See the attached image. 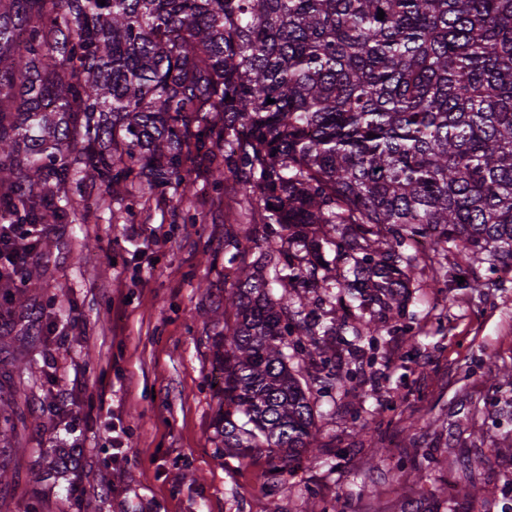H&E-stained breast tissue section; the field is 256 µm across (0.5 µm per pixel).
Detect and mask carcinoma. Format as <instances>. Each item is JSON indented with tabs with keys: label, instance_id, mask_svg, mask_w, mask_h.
Returning a JSON list of instances; mask_svg holds the SVG:
<instances>
[{
	"label": "carcinoma",
	"instance_id": "obj_1",
	"mask_svg": "<svg viewBox=\"0 0 512 512\" xmlns=\"http://www.w3.org/2000/svg\"><path fill=\"white\" fill-rule=\"evenodd\" d=\"M193 152L250 218L224 231L216 458L267 456L274 495L324 447L315 402L340 382L336 337L357 311L376 332L405 312L420 240L472 271L512 264V0H0L1 224H66L75 191L87 209L187 191ZM34 249L0 287V512L29 355L55 330L37 302L52 251ZM309 288L340 306L331 324ZM58 452L36 499L82 480ZM481 463H450L457 498L485 489Z\"/></svg>",
	"mask_w": 512,
	"mask_h": 512
}]
</instances>
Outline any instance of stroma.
I'll return each mask as SVG.
<instances>
[{"label": "stroma", "instance_id": "stroma-1", "mask_svg": "<svg viewBox=\"0 0 512 512\" xmlns=\"http://www.w3.org/2000/svg\"><path fill=\"white\" fill-rule=\"evenodd\" d=\"M185 175L193 196L170 188L162 201L117 200L103 212L77 200L71 223L51 233L39 301L61 309L56 360L39 351L33 359L55 384L35 383L28 403L67 396L78 431L59 436L27 418L14 512H28L35 450L58 446L80 449L87 492L72 495L59 480L42 512H303L309 495L332 512H400L423 499L440 512L511 508L512 459L496 451L512 442V379L503 375L512 367V268L500 264L478 267L477 291L456 270L439 288L422 277L389 333L369 335L368 316L352 318L336 342L345 385L317 398L324 447L294 465L287 491L269 494L266 457L215 459L212 311L224 299V227L240 221V194L230 180L213 190L205 158L188 155ZM492 360L499 374L489 373ZM472 425L484 433L482 472L496 501L452 505L448 457L468 451L459 431ZM418 465L435 481L391 482V472Z\"/></svg>", "mask_w": 512, "mask_h": 512}]
</instances>
